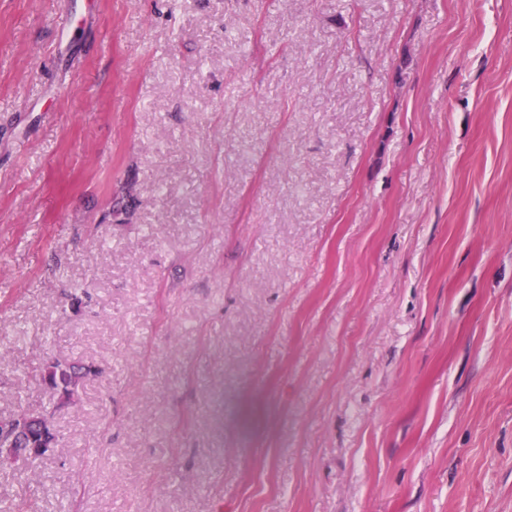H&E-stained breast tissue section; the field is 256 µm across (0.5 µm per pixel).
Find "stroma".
Instances as JSON below:
<instances>
[{
	"instance_id": "obj_1",
	"label": "stroma",
	"mask_w": 512,
	"mask_h": 512,
	"mask_svg": "<svg viewBox=\"0 0 512 512\" xmlns=\"http://www.w3.org/2000/svg\"><path fill=\"white\" fill-rule=\"evenodd\" d=\"M21 410L29 512H512V0H0ZM34 434L26 431L24 434L14 436L16 448H23L25 453L34 458L38 456L43 450L48 449L51 441V432L45 429L42 425H34ZM49 451H43L39 456L45 455ZM38 456V457H39Z\"/></svg>"
}]
</instances>
